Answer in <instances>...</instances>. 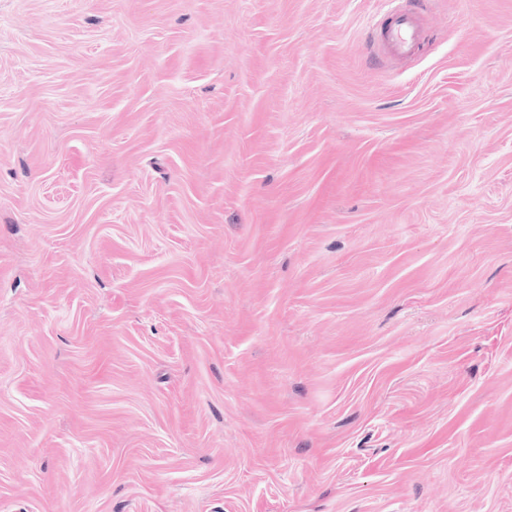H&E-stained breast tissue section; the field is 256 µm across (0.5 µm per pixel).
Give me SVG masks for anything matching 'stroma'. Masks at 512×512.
Masks as SVG:
<instances>
[{
	"label": "stroma",
	"instance_id": "obj_1",
	"mask_svg": "<svg viewBox=\"0 0 512 512\" xmlns=\"http://www.w3.org/2000/svg\"><path fill=\"white\" fill-rule=\"evenodd\" d=\"M0 0V512H512V0ZM391 14L394 18L384 34L386 51L394 59H405L413 54L420 40L416 14L401 5L393 7Z\"/></svg>",
	"mask_w": 512,
	"mask_h": 512
}]
</instances>
